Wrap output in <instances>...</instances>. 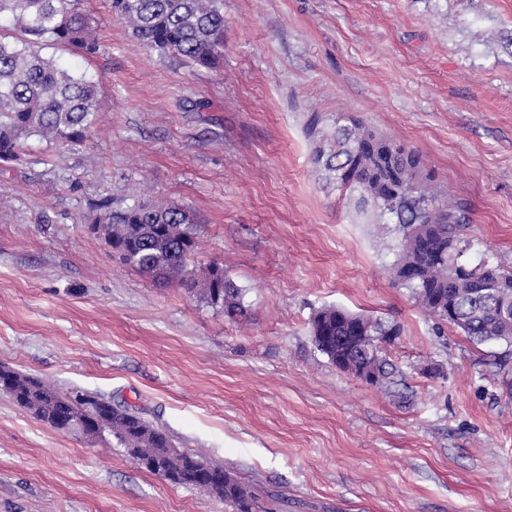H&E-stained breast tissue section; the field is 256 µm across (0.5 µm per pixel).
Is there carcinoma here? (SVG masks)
I'll return each instance as SVG.
<instances>
[{
    "label": "carcinoma",
    "instance_id": "cac0c4a2",
    "mask_svg": "<svg viewBox=\"0 0 512 512\" xmlns=\"http://www.w3.org/2000/svg\"><path fill=\"white\" fill-rule=\"evenodd\" d=\"M112 13L123 20L144 46L201 67L214 66L224 53V0H110ZM16 35L0 33V168L19 162L26 140L37 137L73 148L80 145L99 112L100 80L62 68L39 50L40 44L62 45L90 55L97 50L92 19L80 0H0V21ZM316 144L315 161L329 182L354 209L394 236V282L409 290L418 306L440 323L452 325L474 344L512 343V267L486 256L467 260L470 208L447 197L422 156L401 142L339 114L328 126L318 116L307 128ZM93 229L121 262L143 275L167 283L195 286L187 259L197 249L196 225L174 203L137 202L120 210L103 205ZM203 302L232 321L247 318L243 292L211 266L199 289ZM376 338L399 335L363 316ZM316 348L336 362L340 338L355 339L349 311L324 308L311 320ZM377 385L392 382L394 368L382 350L367 360ZM12 374L0 393L58 431L70 418L85 421L91 432L112 436L115 447L136 448L146 459L161 458L172 483L195 487L208 472L204 488L231 512H256L251 487L223 466L200 454L180 450L169 433L132 408L114 405L83 390L63 392L34 376L1 365Z\"/></svg>",
    "mask_w": 512,
    "mask_h": 512
}]
</instances>
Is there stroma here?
<instances>
[{
	"mask_svg": "<svg viewBox=\"0 0 512 512\" xmlns=\"http://www.w3.org/2000/svg\"><path fill=\"white\" fill-rule=\"evenodd\" d=\"M100 75L82 144L0 170V365L136 409L249 484L265 512H512V345L472 344L392 284L393 255L313 162L312 116L418 150L472 208L471 261L512 265V0H224L213 68L145 48L81 0ZM186 207L190 266L244 291L234 323L115 259L96 206ZM401 328L389 388L339 371L310 321ZM0 512H228L0 394Z\"/></svg>",
	"mask_w": 512,
	"mask_h": 512,
	"instance_id": "1",
	"label": "stroma"
}]
</instances>
